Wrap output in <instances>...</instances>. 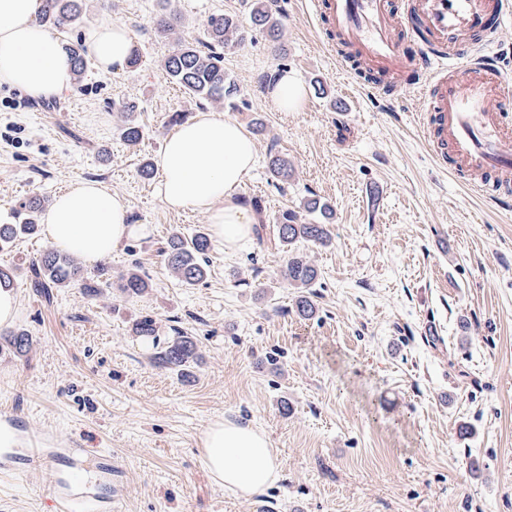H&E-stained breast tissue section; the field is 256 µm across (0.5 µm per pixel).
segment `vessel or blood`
Instances as JSON below:
<instances>
[{
	"mask_svg": "<svg viewBox=\"0 0 512 512\" xmlns=\"http://www.w3.org/2000/svg\"><path fill=\"white\" fill-rule=\"evenodd\" d=\"M320 30L339 46L343 71L367 77L379 94L402 92L413 76L419 95V127L440 167L464 179L499 207H512V122L504 103L512 101L488 46L497 30L484 27L495 13L498 28L512 26V0H311ZM421 42L405 44L408 30ZM84 448H48L31 439L23 448L0 452V472L28 467L55 472L61 459L73 465L67 495L55 512H78L92 501L95 512H112L111 498L92 497L80 469Z\"/></svg>",
	"mask_w": 512,
	"mask_h": 512,
	"instance_id": "b4317fda",
	"label": "vessel or blood"
}]
</instances>
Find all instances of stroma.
<instances>
[{
	"label": "stroma",
	"instance_id": "stroma-1",
	"mask_svg": "<svg viewBox=\"0 0 512 512\" xmlns=\"http://www.w3.org/2000/svg\"><path fill=\"white\" fill-rule=\"evenodd\" d=\"M178 35L157 33L163 0H86L82 23L59 43L88 41L101 22L124 24L140 63L100 75L88 65L62 93L0 111V214L18 223L23 202L55 196L79 178L124 197L146 231L102 258L112 277L139 264L146 293L80 288L50 297L29 285L44 234L0 250L15 268L13 329L32 338L22 357L0 352V414L54 448H95L111 473L86 463L93 492L118 512H512V210L488 202L435 166L416 122L415 93H373L344 76L307 0H280L279 42L253 33L224 49L235 105L185 94L162 68L178 39L201 38L211 15L249 20L248 0H172ZM295 74L298 111H278L264 76ZM135 103L138 146L118 129ZM212 112L250 132L257 162L238 200H260V233L228 251L211 243L208 276L188 288L167 269L168 236L208 231L206 214L167 209L155 161L175 114ZM287 158L288 181L268 160ZM329 204L332 242H298L316 266L314 318L295 309L298 289L276 226L304 204ZM153 317L160 338L194 336L201 359L188 377L156 363L132 330ZM265 430L282 478L252 498L227 495L200 461L197 439L221 416ZM66 473L0 474V512H51Z\"/></svg>",
	"mask_w": 512,
	"mask_h": 512
}]
</instances>
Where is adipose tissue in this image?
Returning <instances> with one entry per match:
<instances>
[{
  "mask_svg": "<svg viewBox=\"0 0 512 512\" xmlns=\"http://www.w3.org/2000/svg\"><path fill=\"white\" fill-rule=\"evenodd\" d=\"M40 0H0V85L35 97L67 88L72 64L35 22ZM101 74L124 69L134 46L129 29L106 21L90 35ZM256 164L255 144L243 125L198 113L172 133L157 157L158 196L165 207L207 214L213 236L237 249L251 237L252 221L235 196ZM144 225L128 221V206L103 184L78 179L57 195L44 218V234L59 250L93 264ZM199 445L202 462L225 493L251 498L281 478V461L266 432L224 417L211 421Z\"/></svg>",
  "mask_w": 512,
  "mask_h": 512,
  "instance_id": "1",
  "label": "adipose tissue"
}]
</instances>
